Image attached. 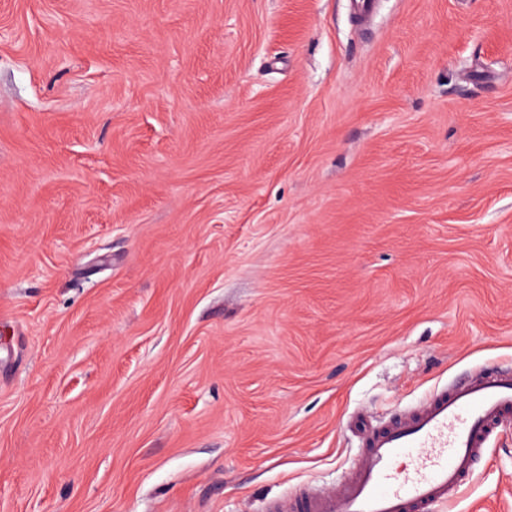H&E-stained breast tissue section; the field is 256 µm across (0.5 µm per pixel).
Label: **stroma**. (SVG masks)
<instances>
[{
  "label": "stroma",
  "mask_w": 512,
  "mask_h": 512,
  "mask_svg": "<svg viewBox=\"0 0 512 512\" xmlns=\"http://www.w3.org/2000/svg\"><path fill=\"white\" fill-rule=\"evenodd\" d=\"M354 8L0 0V512H264L512 367V0Z\"/></svg>",
  "instance_id": "stroma-1"
}]
</instances>
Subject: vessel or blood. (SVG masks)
Segmentation results:
<instances>
[{
  "label": "vessel or blood",
  "instance_id": "vessel-or-blood-1",
  "mask_svg": "<svg viewBox=\"0 0 512 512\" xmlns=\"http://www.w3.org/2000/svg\"><path fill=\"white\" fill-rule=\"evenodd\" d=\"M512 419V368L489 369L438 390L418 409L364 424L363 451L340 489L313 488L266 512H439L473 474L492 436Z\"/></svg>",
  "mask_w": 512,
  "mask_h": 512
}]
</instances>
